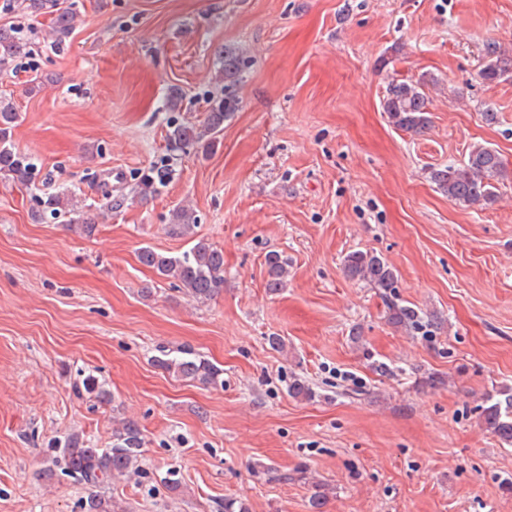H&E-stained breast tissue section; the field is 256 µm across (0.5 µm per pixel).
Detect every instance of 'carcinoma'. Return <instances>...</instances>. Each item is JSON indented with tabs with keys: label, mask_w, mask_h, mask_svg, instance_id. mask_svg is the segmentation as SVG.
<instances>
[{
	"label": "carcinoma",
	"mask_w": 512,
	"mask_h": 512,
	"mask_svg": "<svg viewBox=\"0 0 512 512\" xmlns=\"http://www.w3.org/2000/svg\"><path fill=\"white\" fill-rule=\"evenodd\" d=\"M77 17L69 6L57 13L51 33L58 42L73 28ZM31 53V42L20 28L0 27V73L8 71L14 62ZM241 75L239 56L224 51V81L234 84ZM479 76L488 83L512 80V52L502 49L496 41L482 45ZM428 80L394 79L386 89L382 109L396 128L413 136H421L430 126L429 97L425 91ZM238 102L230 97L214 100L206 120L201 125L175 124L170 126L167 139L171 148L180 150L194 145H212L224 129V121L236 111ZM19 120V113L11 102L0 100V177L19 185L28 184L35 170L30 157L16 150L12 133ZM512 173L500 153L484 145H475L461 165L450 164L431 171V180L448 199L469 206H485L496 198V183L503 182ZM168 179V171L152 167L140 180V195H155ZM38 215L50 213L64 217L69 224H79L88 233L95 228V221L87 211L77 207L74 197L52 194L39 201ZM198 223L192 209L181 206L173 211L170 231L188 237L193 242L189 250L176 255H166L151 247L139 252L142 264L155 270L157 275L200 304L217 296L224 288V251L217 245L195 238ZM268 266L267 288L276 293L281 290L287 276V261L272 253L266 260ZM343 271L353 280L366 282L379 290L386 321L394 328L409 332L420 330L428 336L441 327V320L429 317L420 308L403 303L395 291L398 280L396 269L385 257L373 250H357L343 259ZM156 367L175 377L195 381L205 386L224 387L223 370L190 348L176 351L159 350L154 357ZM288 394L296 399L311 401L316 393L302 376L293 374L288 379ZM481 428L501 443L512 445V386L505 385L487 396L486 406L479 415ZM143 444L138 423L125 418L112 433V446L98 448L91 441L73 432L56 441L49 456L44 459L43 473L56 471L78 483L90 486L108 485L114 480L130 479L141 473L139 462ZM82 512H127V507L112 497L92 494L81 504Z\"/></svg>",
	"instance_id": "carcinoma-1"
}]
</instances>
